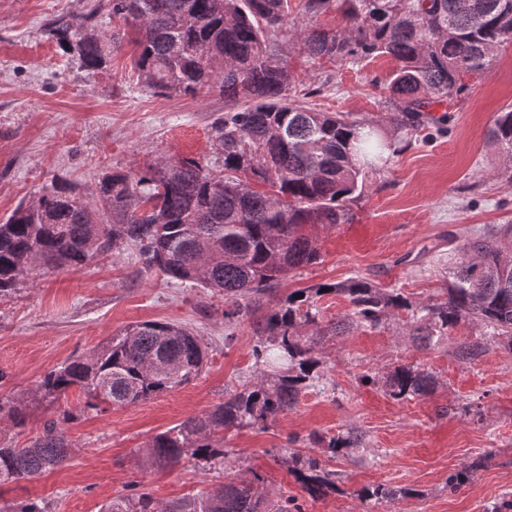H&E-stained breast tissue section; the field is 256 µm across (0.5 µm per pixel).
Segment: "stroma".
<instances>
[{
    "label": "stroma",
    "mask_w": 512,
    "mask_h": 512,
    "mask_svg": "<svg viewBox=\"0 0 512 512\" xmlns=\"http://www.w3.org/2000/svg\"><path fill=\"white\" fill-rule=\"evenodd\" d=\"M94 2L0 0V218L57 181L90 199L112 169L142 168L162 156L212 157L222 96L154 94L132 71L129 46L89 74L46 34L49 20L87 13ZM287 61L289 98L360 119L388 117L380 84L391 59L333 63L295 45ZM469 84L452 106L449 133L434 134L428 124L403 137L401 152L369 172L363 194L349 203V223L319 232L317 262L289 274L269 304L297 288L354 276L426 302L448 285L449 237L512 223V162L487 137L496 113L512 105V44ZM155 320L185 324L202 337L201 375L123 408L91 410L72 391L54 404L30 402L24 425L1 418L0 440L19 446L41 435L47 421L74 415L64 425L69 461L0 485V504L41 499L49 512H98L113 497L143 490L165 507L223 482V472L191 459L175 467L156 463L147 445L251 379L253 319L225 320L223 296L167 280L135 250L100 255L67 272L38 271L0 298V398L29 394L72 355L96 349L128 325ZM404 322L399 316L377 329L324 338V378L295 408L267 427L225 432L233 472L259 471L268 489L297 496L302 512H492L494 503L512 500V349L491 341L478 361L463 364L454 353L461 342L479 340L478 326L451 329L425 350ZM398 364L432 371L435 392L397 401L382 386L361 384L364 372L382 375ZM349 428L365 441L349 457L330 461L341 475L338 491L310 498L279 448L290 436ZM478 458L484 466L448 491L449 474ZM378 483L406 495L384 506L362 501L360 491Z\"/></svg>",
    "instance_id": "stroma-1"
}]
</instances>
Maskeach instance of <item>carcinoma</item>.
Instances as JSON below:
<instances>
[{
    "mask_svg": "<svg viewBox=\"0 0 512 512\" xmlns=\"http://www.w3.org/2000/svg\"><path fill=\"white\" fill-rule=\"evenodd\" d=\"M305 12L340 11L332 29L296 31L308 54L334 61L385 56L394 62L383 89L396 101L392 127L323 112L288 99L290 72L274 42L288 25V0H97L90 11L48 30L61 49L89 73L126 44L134 46L140 81L165 95L205 89L229 105L213 122L215 165L195 158L160 157L143 168H116L97 183L96 206L65 182L0 220V297L37 270L65 272L123 246L140 249L146 267L170 280L224 294V317L251 315L257 377L224 394L212 410L159 432L148 449L153 459L176 466L187 457L224 462L222 432L264 426L294 408L300 394L322 377L314 337L378 327L404 312L424 348L470 323L512 346V224L487 227L456 246L448 287L429 303L399 288L364 277L299 288L275 306L264 299L288 274L318 259L315 230L350 220L346 204L365 188L364 168L400 152L398 131L422 126L423 113L467 88L494 53L512 43V0H302ZM122 19L125 30H104L101 11ZM488 140L512 159V107L496 114ZM348 299L352 310L336 321L319 316L325 293ZM486 343L460 345L456 357L472 363ZM201 337L173 322L132 325L87 355L69 358L35 390L53 403L77 387L86 407H124L170 392L204 368ZM437 378L418 364H400L383 377L396 400L432 394ZM27 401L0 399V414L21 426ZM44 426L30 444L0 442V484L36 476L70 458L60 423ZM323 456L284 451V463L313 498L336 490V473L323 459L346 457L362 435H308ZM402 490L377 484L363 501L384 506ZM301 512L297 498L271 492L255 471L227 477L219 489L188 504L161 509L146 492L115 497L98 512Z\"/></svg>",
    "mask_w": 512,
    "mask_h": 512,
    "instance_id": "1",
    "label": "carcinoma"
}]
</instances>
